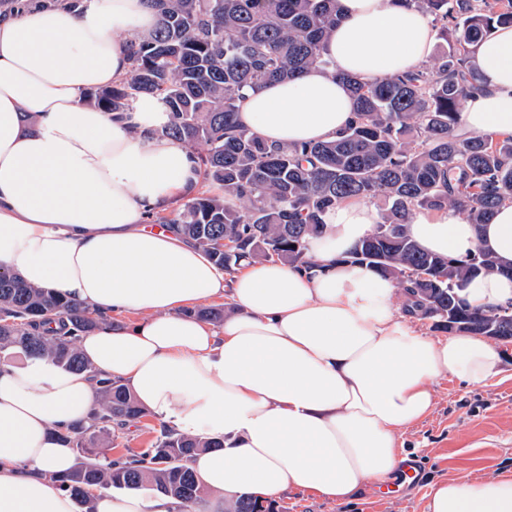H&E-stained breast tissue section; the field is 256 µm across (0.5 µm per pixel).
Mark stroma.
I'll list each match as a JSON object with an SVG mask.
<instances>
[{
	"instance_id": "obj_1",
	"label": "stroma",
	"mask_w": 512,
	"mask_h": 512,
	"mask_svg": "<svg viewBox=\"0 0 512 512\" xmlns=\"http://www.w3.org/2000/svg\"><path fill=\"white\" fill-rule=\"evenodd\" d=\"M500 348L506 355L500 374L476 386L440 379L432 412L402 434L404 454L423 462L422 492L401 500L375 495L370 483L348 503L311 492H287L275 500L279 512H426L429 492L438 480L512 470V341L501 342ZM159 429V422L146 416L131 426L112 427L99 443L116 456L136 453L154 443Z\"/></svg>"
}]
</instances>
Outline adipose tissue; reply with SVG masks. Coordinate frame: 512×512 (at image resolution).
I'll return each mask as SVG.
<instances>
[{"label":"adipose tissue","instance_id":"1","mask_svg":"<svg viewBox=\"0 0 512 512\" xmlns=\"http://www.w3.org/2000/svg\"><path fill=\"white\" fill-rule=\"evenodd\" d=\"M327 40L331 70L313 68L247 92L240 124L267 142L330 140L353 117L343 82L371 83L416 70L438 31L405 0H339ZM157 24L146 0H84L69 9L30 0L0 16V267L102 315L79 348L95 373L116 379L145 412L180 433L220 435L223 448L191 466L212 507L246 494L260 500L310 491L356 498L389 475L399 438L433 406L450 376L479 384L504 361L498 346L460 332L422 335L396 281L337 263L379 215L354 199L328 212L311 243L313 268L252 262L236 273L167 228H148L194 180L189 152L159 134L167 115L153 97L132 110L89 105V91L129 69L134 35ZM477 88L459 128L512 134V26L473 48ZM408 232L425 251L456 259L482 252L512 264V202L488 223L458 209H416ZM486 310L512 305V278L479 275L462 292ZM216 300L219 324L189 315ZM94 387L43 357L0 366V512H77L58 482L76 464L58 432L90 421ZM93 512H182L162 495L92 491ZM427 512H512V470L443 479Z\"/></svg>","mask_w":512,"mask_h":512}]
</instances>
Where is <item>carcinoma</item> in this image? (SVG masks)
Returning a JSON list of instances; mask_svg holds the SVG:
<instances>
[{"label": "carcinoma", "instance_id": "carcinoma-1", "mask_svg": "<svg viewBox=\"0 0 512 512\" xmlns=\"http://www.w3.org/2000/svg\"><path fill=\"white\" fill-rule=\"evenodd\" d=\"M158 24L132 42L128 75L88 94L107 112H126L140 96L158 99L168 120L160 134L188 149L197 184L163 223L205 249L232 272L243 262L311 266L308 245L327 212L350 198H381L385 209L369 236L339 258L367 265L398 283L407 303L433 326L512 340V311L471 309L461 297L468 279L497 268L481 253L458 262L422 251L407 234L417 207L454 206L474 224L512 200V135L455 134L460 107L474 89L473 46L496 25L512 24V0H407L432 17L446 48L417 70L373 84L346 79L355 119L336 138L270 145L237 120L243 92L293 79L311 66L330 69L324 42L339 20L338 0H149ZM56 320L50 335L43 325ZM100 315L50 289L0 269V365L9 355L46 357L96 384L89 423L61 439L77 464L59 477L92 512L88 490H151L201 512L206 489L189 467L224 441L161 427L143 451L112 459L88 447L112 423L145 416L124 384L98 379L79 351ZM224 512H275L247 496Z\"/></svg>", "mask_w": 512, "mask_h": 512}]
</instances>
